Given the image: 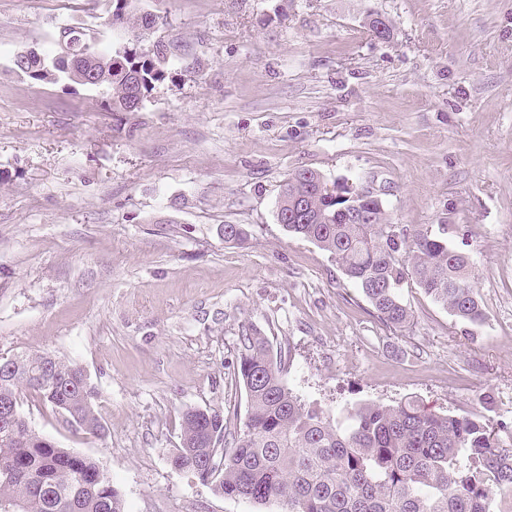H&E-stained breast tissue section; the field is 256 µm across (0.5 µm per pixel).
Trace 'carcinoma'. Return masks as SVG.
I'll return each instance as SVG.
<instances>
[{
	"instance_id": "obj_1",
	"label": "carcinoma",
	"mask_w": 512,
	"mask_h": 512,
	"mask_svg": "<svg viewBox=\"0 0 512 512\" xmlns=\"http://www.w3.org/2000/svg\"><path fill=\"white\" fill-rule=\"evenodd\" d=\"M112 28L126 30L120 43L101 46L77 27H65L58 51L91 44L95 71L110 93L114 112L133 113L165 81L173 58L147 15L135 17L138 0H111ZM35 81L70 80L71 71L41 53L14 59ZM308 195L313 219L285 230L329 252L343 275L361 290L388 326L403 328L410 311L401 288L412 284L459 321L484 319L471 257L448 246V225L404 230L383 205L372 223L347 224L336 198L317 173L294 171L280 197ZM236 374L246 395L242 424L221 408L184 412L181 443L169 456L176 470L192 473L226 498L281 512H490L497 492L512 493V448L499 443L480 416L429 410L410 396L395 405L355 403L336 415L303 401L283 382V361L269 337L250 326L238 337ZM0 505L19 512H124L122 498L97 461L60 447L25 422L29 393L69 425L93 436L105 432L95 410L97 392L84 369L49 351H20L0 365ZM9 407L16 417L5 419Z\"/></svg>"
}]
</instances>
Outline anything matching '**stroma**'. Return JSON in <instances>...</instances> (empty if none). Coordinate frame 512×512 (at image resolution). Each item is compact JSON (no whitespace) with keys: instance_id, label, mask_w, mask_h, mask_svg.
Masks as SVG:
<instances>
[{"instance_id":"stroma-1","label":"stroma","mask_w":512,"mask_h":512,"mask_svg":"<svg viewBox=\"0 0 512 512\" xmlns=\"http://www.w3.org/2000/svg\"><path fill=\"white\" fill-rule=\"evenodd\" d=\"M172 76L141 111L17 73L61 28L102 39L109 0H0V357L48 350L98 391L104 436L24 399L30 425L93 457L124 512H280L215 494L168 456L181 416L245 414L241 326L291 351L286 385L333 411L420 398L507 423L512 444V0H139ZM385 19L390 39L368 21ZM309 168L381 199L403 229L448 225L486 319L420 289L387 327L330 254L277 219ZM227 224L245 244L225 242Z\"/></svg>"}]
</instances>
